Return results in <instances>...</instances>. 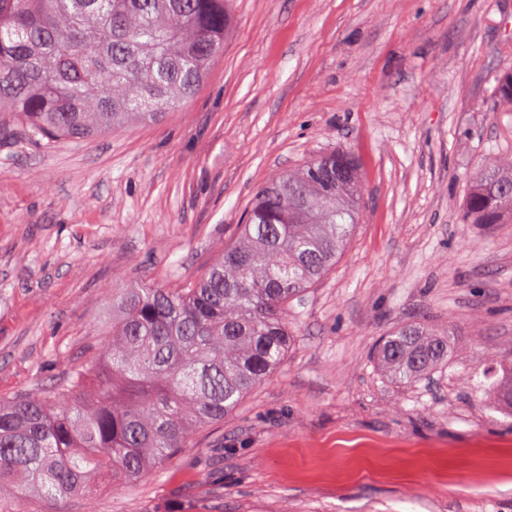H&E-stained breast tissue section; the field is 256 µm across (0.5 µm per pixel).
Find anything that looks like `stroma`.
Returning <instances> with one entry per match:
<instances>
[{
  "label": "stroma",
  "mask_w": 512,
  "mask_h": 512,
  "mask_svg": "<svg viewBox=\"0 0 512 512\" xmlns=\"http://www.w3.org/2000/svg\"><path fill=\"white\" fill-rule=\"evenodd\" d=\"M224 50L159 120L81 142L0 134V399L100 352L112 291L202 276L256 189L340 149L359 222L288 303L296 340L223 423L73 512H512V223L464 224L512 151V0H229ZM454 335L410 386L373 360L416 320ZM503 375L494 392V400L501 406L512 407V363L505 360L500 362Z\"/></svg>",
  "instance_id": "stroma-1"
}]
</instances>
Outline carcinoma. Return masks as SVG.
Listing matches in <instances>:
<instances>
[{
    "instance_id": "cac0c4a2",
    "label": "carcinoma",
    "mask_w": 512,
    "mask_h": 512,
    "mask_svg": "<svg viewBox=\"0 0 512 512\" xmlns=\"http://www.w3.org/2000/svg\"><path fill=\"white\" fill-rule=\"evenodd\" d=\"M224 0H0V112L36 141H82L189 100L224 47ZM512 103V71L497 78ZM357 161L318 156L259 188L240 240L177 288L112 290L104 351L47 389L0 401V512H72L91 481L144 477L224 421L291 347L288 301L334 264L354 224ZM461 220L512 223V154L471 180ZM449 334L402 326L378 366L414 384L448 365ZM494 392L512 407V362Z\"/></svg>"
}]
</instances>
